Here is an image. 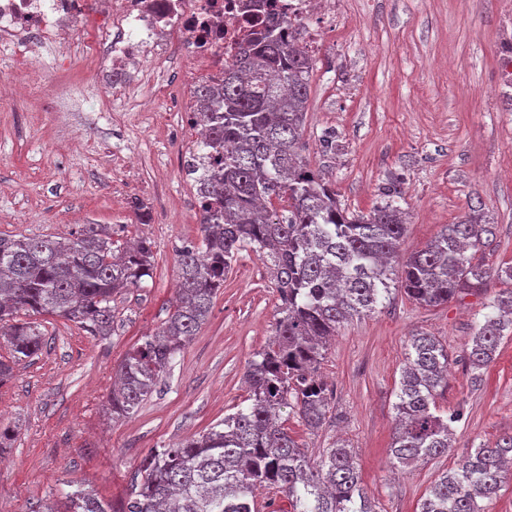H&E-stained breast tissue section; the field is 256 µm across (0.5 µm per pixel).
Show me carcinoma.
Wrapping results in <instances>:
<instances>
[{
	"label": "carcinoma",
	"instance_id": "carcinoma-1",
	"mask_svg": "<svg viewBox=\"0 0 512 512\" xmlns=\"http://www.w3.org/2000/svg\"><path fill=\"white\" fill-rule=\"evenodd\" d=\"M286 27L287 18L270 16L224 68V84L194 91L205 136L186 175L199 201L200 243L180 249L177 303L119 365L110 406L114 420L137 412L198 334L224 278L249 248L267 264L280 304L273 336L244 373L247 397L197 436L150 449L120 510L76 484L64 494V510L47 504L36 512H259L261 490L282 495L289 512H376L351 449L335 443L314 458L286 426L291 415L311 431L326 421L329 390L317 368L329 338L374 312L394 289L418 305L440 306L482 294L494 279L512 282V264L492 272L477 259L491 233L479 200L470 215L406 257L399 253L407 224L400 180L384 184L367 213L342 207L321 170L298 153L314 63L285 36ZM274 198L286 207L274 208ZM152 268L147 239L122 240L105 224H85L59 239L0 238V337L10 348V361L0 360V383L42 348L43 332L18 322L21 314L56 315L109 336L112 296L142 287ZM491 307L466 353L474 372L512 335V288L501 289ZM448 365L438 338H409L393 405L394 465L416 466L448 452L460 417L437 406ZM510 472L506 434L442 473L418 512H483L479 501L495 498Z\"/></svg>",
	"mask_w": 512,
	"mask_h": 512
}]
</instances>
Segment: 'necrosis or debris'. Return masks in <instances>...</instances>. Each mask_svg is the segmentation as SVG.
Here are the masks:
<instances>
[{
    "mask_svg": "<svg viewBox=\"0 0 512 512\" xmlns=\"http://www.w3.org/2000/svg\"><path fill=\"white\" fill-rule=\"evenodd\" d=\"M334 0H0V37L38 36L59 41L77 28L90 31L113 69H136L143 81L151 63L177 37L193 72L219 77L252 28L255 16L286 13L314 55L321 32L312 18L334 14Z\"/></svg>",
    "mask_w": 512,
    "mask_h": 512,
    "instance_id": "necrosis-or-debris-1",
    "label": "necrosis or debris"
}]
</instances>
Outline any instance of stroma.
<instances>
[{
	"instance_id": "obj_1",
	"label": "stroma",
	"mask_w": 512,
	"mask_h": 512,
	"mask_svg": "<svg viewBox=\"0 0 512 512\" xmlns=\"http://www.w3.org/2000/svg\"><path fill=\"white\" fill-rule=\"evenodd\" d=\"M500 0H336L342 29H323L315 54L301 153L323 169L342 205L368 212L386 179L400 177L407 255L464 218L473 198L493 224L480 255L485 267L512 261V112L495 100ZM30 70L0 48V78L28 86L0 100V237H67L85 224H109L152 244L154 267L142 287L112 299L110 336H92L49 314L34 315L46 345L0 386V426L15 430L0 466V504L31 512L57 502L69 483L120 507L142 458L202 433L247 395L248 361L274 332L278 299L257 254L240 252L193 342L129 418L112 420L113 373L126 354L166 320L178 280V252L201 239L196 189L185 172L196 143L179 101L196 83L172 58L156 82L99 70L82 32ZM336 135V153L319 140ZM151 221L139 223L133 201ZM495 289L438 307L403 293L342 326L319 373L331 392L322 428L289 418L312 453L336 439L353 451L379 512H416L419 500L471 447L512 432V337L501 341L483 382L464 355ZM426 332L448 348V385L437 398L459 412L447 454L394 469L393 405L405 346Z\"/></svg>"
}]
</instances>
